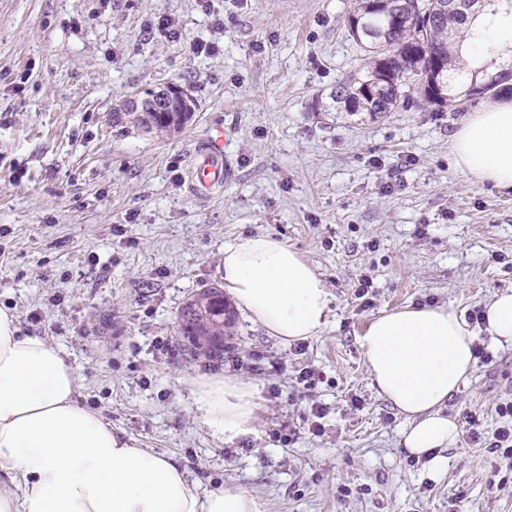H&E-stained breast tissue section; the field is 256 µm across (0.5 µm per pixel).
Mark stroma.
Wrapping results in <instances>:
<instances>
[{
    "label": "stroma",
    "mask_w": 512,
    "mask_h": 512,
    "mask_svg": "<svg viewBox=\"0 0 512 512\" xmlns=\"http://www.w3.org/2000/svg\"><path fill=\"white\" fill-rule=\"evenodd\" d=\"M349 0H0V307L74 366L82 403L201 488L254 493L265 512H512V472L473 441L512 402V347L480 344L448 401L460 434L428 481L405 420L372 384L360 335L407 304L464 313L512 289V190L456 168L450 137L478 98L412 103L373 120L324 111L362 51ZM182 32L171 42L159 18ZM217 51L198 55L197 41ZM192 88L180 133L124 131L112 111L166 83ZM220 141L231 175L192 197L194 154ZM268 232L331 292L328 325L295 344L237 312L222 361L189 360L184 299L221 275L224 244ZM368 294L359 295L361 279ZM318 372L314 385L298 372ZM238 372L257 432L225 443L191 409L188 380ZM326 409L314 435L310 404Z\"/></svg>",
    "instance_id": "1"
}]
</instances>
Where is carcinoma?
I'll return each instance as SVG.
<instances>
[{
    "instance_id": "cac0c4a2",
    "label": "carcinoma",
    "mask_w": 512,
    "mask_h": 512,
    "mask_svg": "<svg viewBox=\"0 0 512 512\" xmlns=\"http://www.w3.org/2000/svg\"><path fill=\"white\" fill-rule=\"evenodd\" d=\"M498 0H350L348 35L363 56L355 73L330 93L332 111L382 118L409 105L414 95L422 102L443 106L450 101L449 79L461 70L454 44L463 35L469 14L493 7ZM501 92L502 80L470 77L465 98ZM113 123H126L160 136L182 130L193 112H113ZM231 316L223 285L212 283L192 293L176 316L177 335L190 359L204 355L224 359V329Z\"/></svg>"
}]
</instances>
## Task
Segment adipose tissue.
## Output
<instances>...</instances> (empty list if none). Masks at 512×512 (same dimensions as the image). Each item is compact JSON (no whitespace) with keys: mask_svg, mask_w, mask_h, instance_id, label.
I'll return each mask as SVG.
<instances>
[{"mask_svg":"<svg viewBox=\"0 0 512 512\" xmlns=\"http://www.w3.org/2000/svg\"><path fill=\"white\" fill-rule=\"evenodd\" d=\"M468 69L512 67V8L474 17L459 45ZM455 166L476 182L512 189V97L486 100L451 137ZM224 287L249 319L289 343L320 335L330 293L315 268L273 235H240L224 245ZM486 331L512 345V290L486 305ZM479 333L462 312L406 305L369 321L360 338L371 378L408 426L402 443L440 480L458 425L446 406L474 370ZM192 409L216 439L249 436L255 387L234 375L189 381ZM76 373L44 337L22 333L0 310V512H265L251 492L202 491L174 459L133 447L98 412L77 401Z\"/></svg>","mask_w":512,"mask_h":512,"instance_id":"1","label":"adipose tissue"}]
</instances>
